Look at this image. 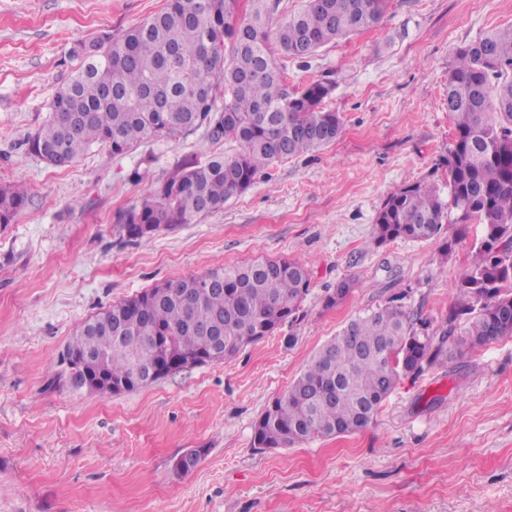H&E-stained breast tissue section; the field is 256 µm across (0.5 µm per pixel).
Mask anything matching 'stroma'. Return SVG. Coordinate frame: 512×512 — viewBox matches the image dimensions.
Listing matches in <instances>:
<instances>
[{"label": "stroma", "mask_w": 512, "mask_h": 512, "mask_svg": "<svg viewBox=\"0 0 512 512\" xmlns=\"http://www.w3.org/2000/svg\"><path fill=\"white\" fill-rule=\"evenodd\" d=\"M166 3L0 0V185L30 190L0 226V512H512V338L403 379L360 431L253 445L265 408L350 320L395 297L432 328L446 316L478 225L365 243L392 192L444 183L448 64L457 47L512 24V0H390L375 27L309 63L285 59L296 87L335 78L325 106L342 119L340 139L273 164L223 208L132 242L118 212L183 160L237 144L201 129L122 155L96 145L54 167L26 141L77 67L76 43L121 36ZM291 257L311 277L292 328L118 395L60 381L61 354L100 308L167 279ZM345 279L351 292L327 305ZM192 448L204 456L177 471Z\"/></svg>", "instance_id": "1"}]
</instances>
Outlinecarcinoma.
Masks as SVG:
<instances>
[{
	"instance_id": "cac0c4a2",
	"label": "carcinoma",
	"mask_w": 512,
	"mask_h": 512,
	"mask_svg": "<svg viewBox=\"0 0 512 512\" xmlns=\"http://www.w3.org/2000/svg\"><path fill=\"white\" fill-rule=\"evenodd\" d=\"M168 0L165 9L119 38L80 43L78 69L49 102V118L27 140L29 153L68 166L90 147L124 154L148 139L205 128L231 155L191 160L121 214L130 239L172 230L214 211L274 163L338 140L343 123L322 103L325 78L288 84L280 53L310 59L322 47L378 24L388 0H307L271 32L268 0ZM454 136L444 163L448 196L416 181L387 197L368 245L436 237L445 224H477L480 237L459 269L454 303L440 329L388 304L351 320L324 343L288 391L257 421L256 448H287L366 427L402 379L469 351L512 338V24L458 47L445 90ZM28 201L20 183L0 187V224ZM310 273L300 259L217 267L164 280L85 321L60 364L88 359L117 393L171 373L182 358L217 353L222 362L298 319Z\"/></svg>"
}]
</instances>
